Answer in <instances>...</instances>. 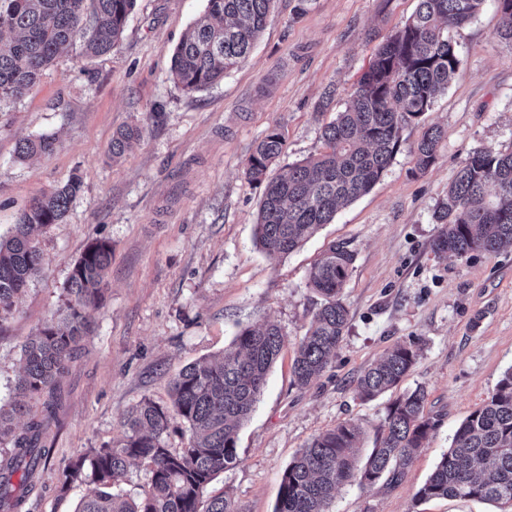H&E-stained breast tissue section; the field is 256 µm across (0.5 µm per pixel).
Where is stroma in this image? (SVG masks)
<instances>
[{
  "label": "stroma",
  "instance_id": "stroma-1",
  "mask_svg": "<svg viewBox=\"0 0 512 512\" xmlns=\"http://www.w3.org/2000/svg\"><path fill=\"white\" fill-rule=\"evenodd\" d=\"M206 4L136 0L111 52H62L30 94L0 103V236L34 199L70 176L82 182L63 221L40 233L43 269L0 327V401L13 395L24 343L57 318L71 264L92 241L112 243L91 329L59 380L63 404L47 434L54 465L22 512H75L92 483L62 489L71 458L112 446L141 399L169 405L172 376L267 321L283 349L238 433L239 463L208 493L230 492L240 512H273L285 469L315 436L350 421L365 431L362 448H373L395 394L361 400L356 380L411 341L420 353L402 386L425 388L437 426L403 482L344 486L331 512H498L476 500L415 498L456 429L512 367V248L460 260L433 249L434 214L469 153L512 151V43L496 36V0L449 31L459 74L404 128L376 185L275 262L254 243L262 189L245 175L248 157L273 125L286 141L279 167L324 152L323 127L418 0H274L249 59L189 93L171 74L172 56ZM130 125L140 138L113 157V134ZM434 125L444 131L438 159L416 172L413 149ZM40 135L54 137V153L17 159V142ZM334 242L354 253L342 291L348 329L331 367L301 389L294 353L319 302L308 272Z\"/></svg>",
  "mask_w": 512,
  "mask_h": 512
}]
</instances>
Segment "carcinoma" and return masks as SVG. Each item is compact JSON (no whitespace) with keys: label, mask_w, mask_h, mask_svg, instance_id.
Instances as JSON below:
<instances>
[{"label":"carcinoma","mask_w":512,"mask_h":512,"mask_svg":"<svg viewBox=\"0 0 512 512\" xmlns=\"http://www.w3.org/2000/svg\"><path fill=\"white\" fill-rule=\"evenodd\" d=\"M136 0H0V102L20 99L37 84L58 53L70 49L82 58L109 52L121 39ZM274 0H207L204 20L191 27L172 60L174 79L188 92L203 90L246 61L265 28ZM485 0H419L415 14L387 37L369 69L358 80L343 111L324 127L326 150L288 166L276 177L268 171L284 151L276 126L249 157L246 175L263 186L256 245L272 262L297 249L337 210L368 193L401 146V132L429 111L436 95L458 74L459 59L448 31L471 21ZM506 24L497 37L512 42V0H496ZM140 135L130 126L112 138L121 155ZM442 130L428 128L413 150L424 172L438 158ZM47 135L19 141L17 158L49 155ZM81 189L72 177L20 213L13 234L0 239V327L19 296L42 270L39 232L61 222ZM441 225L434 251L463 259L472 252L498 253L512 246V152L477 148L448 184L435 214ZM112 258L106 239L92 242L74 261L58 319L45 323L22 348L23 369L15 399L0 405V512H15L32 488L31 478L51 465L43 443L44 423L56 416L58 381L89 332L87 311L99 305ZM354 254L332 243L309 273L308 285L322 297L299 344L294 381L313 383L333 362L348 325L341 293ZM274 324L241 328L218 362L199 361L171 380L172 407L142 400L123 422V438L110 448L72 458L63 469L62 488L83 480L90 466L99 486L81 500L77 512H238L226 492L203 498L214 476L239 462L238 430L251 417L283 348ZM417 359L412 344L392 347L356 381L364 400L398 388ZM427 393L405 390L390 404L375 430V445L363 464L356 460L362 430L352 422L314 437L284 471L274 512H331L336 491L346 485L398 484L423 448L436 421L424 413ZM41 403V415L28 401ZM26 416L21 429L14 416ZM189 432L185 447H168L172 424ZM132 461L149 469L148 490L137 501L118 492ZM418 500L462 498L512 507V368L491 395L455 431L451 445L417 490Z\"/></svg>","instance_id":"obj_1"}]
</instances>
